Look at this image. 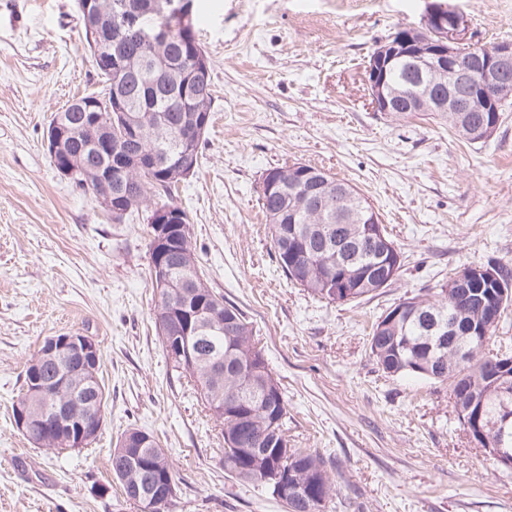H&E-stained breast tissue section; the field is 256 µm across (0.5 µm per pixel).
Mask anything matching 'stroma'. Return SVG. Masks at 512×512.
Instances as JSON below:
<instances>
[{
	"mask_svg": "<svg viewBox=\"0 0 512 512\" xmlns=\"http://www.w3.org/2000/svg\"><path fill=\"white\" fill-rule=\"evenodd\" d=\"M475 46L512 43V0H448ZM425 0H193L215 102L199 165L175 200L209 286L250 317L288 409V445L323 457L326 512H512V470L463 429L447 386L384 373L374 322L465 265L512 263V104L466 145L424 112L369 105L365 66ZM77 0H0V512H138L108 458L138 428L172 456L168 512H286L230 478L221 428L156 333L150 226L114 220L53 165L51 116L100 91ZM294 162L335 174L378 213L402 255L387 288L332 303L278 267L258 206L263 173ZM90 336L106 407L88 447H36L12 403L27 360L62 333Z\"/></svg>",
	"mask_w": 512,
	"mask_h": 512,
	"instance_id": "stroma-1",
	"label": "stroma"
}]
</instances>
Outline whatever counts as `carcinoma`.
<instances>
[{
	"mask_svg": "<svg viewBox=\"0 0 512 512\" xmlns=\"http://www.w3.org/2000/svg\"><path fill=\"white\" fill-rule=\"evenodd\" d=\"M167 25L174 42L159 47H141L136 43L109 37L110 51L124 59L127 70L97 69L104 85L120 88L123 99L112 106V138L139 139L144 147L157 151L158 164L142 168L132 166L117 174L112 169V182L124 184L118 206L124 214L151 213L157 208L172 207L183 214L175 230L176 242L157 256L171 273L173 288L155 289V322L166 318L167 330L159 333L163 351L173 367L194 382L197 397L222 425L224 471L239 482L265 489L277 499L279 495L265 481V470L279 469L287 476L288 486L297 494L284 501L288 512H325L332 496L333 480L322 457L300 448L288 447L286 426L288 410L284 396H276L280 386L255 341L254 327L237 306L224 300V295L211 288L203 278L193 246L190 220L171 197V190L185 179L181 171L182 158L199 159L201 141L186 143L179 135L195 112L208 114L214 104L213 87L196 89L195 99L184 96V83L189 79L191 60L204 53L194 35L193 17H171ZM394 89L405 92L419 90L434 96L448 83L443 74L429 76L425 84L406 81L397 68L389 75ZM436 115L461 139L471 143L483 142V136L471 130H459L449 123L448 112ZM91 142L87 130H79L70 146L72 163L78 173L72 183L84 190L94 191L103 186L99 167L109 161L96 154L84 163L78 152ZM314 166L294 162L274 167L268 173L279 185L268 189L262 178L258 195L259 206L269 224L271 247L286 278L307 289L320 299L339 304L359 302L378 291L380 280L391 274L399 275L395 266L399 251L384 253L382 247L362 237L364 225L328 222L331 207L336 203L337 178L324 170L317 182L329 206L318 209L300 188L302 176ZM353 238L354 263L350 272L352 288L337 294L332 277L336 271V244ZM497 283L477 280L463 288L452 279L400 300L403 314L390 320L379 317L370 336V354L383 372L390 375H414L448 385L461 394L467 412L458 415L466 425L473 423L475 413L485 411L478 435L483 444L493 449L501 436L500 412L507 406L512 410V396L504 397L494 374L497 358L488 353L494 341L499 321L512 304V265L495 262ZM194 292L196 303L208 309L218 308L211 328L204 332L199 356L189 364L172 355L170 337L195 325L179 313L184 308L178 286ZM469 346V355L461 363L455 361V350ZM44 348L30 358L24 373L25 389L18 401L28 404L35 415L33 428L26 433L29 441L42 447L62 450L64 446L49 438L50 426H43L47 395L37 392L43 384L57 385L56 377L68 373L62 392L80 387L82 380L74 374L77 363L64 358L46 360ZM78 406L73 412L90 420L91 430L100 429L104 418L105 393L101 381L94 388L77 395ZM142 430L131 428L123 433L109 458L112 476L118 481L123 499L138 507L140 512H165L176 497L178 474L167 452L152 441L151 454L161 458L159 472L148 476L142 467H134L120 452V445L131 441L139 445ZM159 484L169 489L170 498L162 505L149 508L144 499L129 498V489L149 492Z\"/></svg>",
	"mask_w": 512,
	"mask_h": 512,
	"instance_id": "obj_1",
	"label": "carcinoma"
}]
</instances>
